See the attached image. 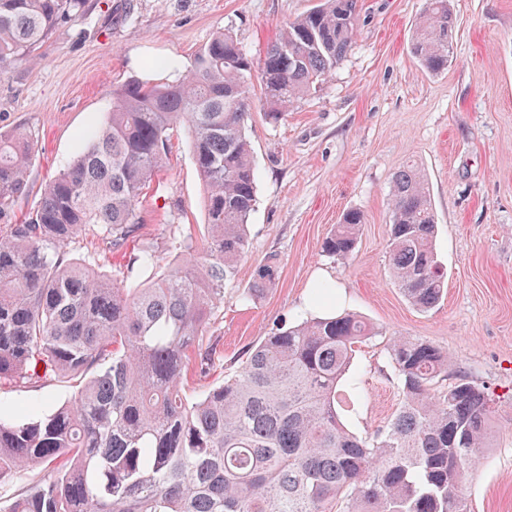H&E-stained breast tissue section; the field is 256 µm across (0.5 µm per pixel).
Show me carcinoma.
I'll return each instance as SVG.
<instances>
[{
  "label": "carcinoma",
  "mask_w": 512,
  "mask_h": 512,
  "mask_svg": "<svg viewBox=\"0 0 512 512\" xmlns=\"http://www.w3.org/2000/svg\"><path fill=\"white\" fill-rule=\"evenodd\" d=\"M84 7L0 0V75L34 62L58 22ZM357 22L358 0H320L285 23L257 62L227 28L177 80L113 90L111 111L79 136L37 208L0 235V379L54 374L77 387L49 413L0 420V482L34 466L47 472L5 512H467L468 468L492 447L491 399L427 341L388 345L400 402L366 437L348 431L336 410L356 349L376 335L353 313L282 323L223 383L195 401L185 392L213 371L207 327L249 248L258 201L245 127L252 78L267 117L279 119L332 75ZM456 25L449 0H427L410 52L428 72L448 68ZM181 124L203 183L205 243L173 235L175 259L164 265L142 249L129 266L147 277L121 282L69 256L86 236L108 250L135 237L140 196ZM32 159L25 130L0 132V217L24 194ZM391 213L393 279L428 311L446 281L415 161L394 177ZM362 224L360 212L344 213L322 252L348 257ZM274 280L268 263L241 300L255 301Z\"/></svg>",
  "instance_id": "obj_1"
}]
</instances>
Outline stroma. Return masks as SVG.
Here are the masks:
<instances>
[{
    "label": "stroma",
    "instance_id": "35a3bbf8",
    "mask_svg": "<svg viewBox=\"0 0 512 512\" xmlns=\"http://www.w3.org/2000/svg\"><path fill=\"white\" fill-rule=\"evenodd\" d=\"M319 0H87L62 20L40 59L0 76V131L21 128L35 143L26 192L10 221L38 205L46 182L72 158L78 135L104 121L112 91L127 81L178 77L213 34L232 28L252 58L279 29ZM458 20L446 71L432 75L409 52L425 0H359L356 40L316 92L270 121L253 97L247 134L258 170L249 250L224 292L207 336L222 358L189 398L234 374L282 322L353 311L378 330L356 352L339 391L346 427L382 428L399 403L384 368L389 340L410 336L445 350L491 398L494 437L463 487L469 512H512V0H451ZM417 161L436 218L434 246L447 294L434 309L412 307L390 276V189ZM129 247L164 251L170 231L204 239L203 187L187 127L170 133L167 164L140 204ZM364 224L353 254L321 251L342 214ZM274 264L261 298L239 299L259 267ZM331 284L326 300L313 290ZM72 380L0 379V419L29 420L71 400Z\"/></svg>",
    "mask_w": 512,
    "mask_h": 512
}]
</instances>
